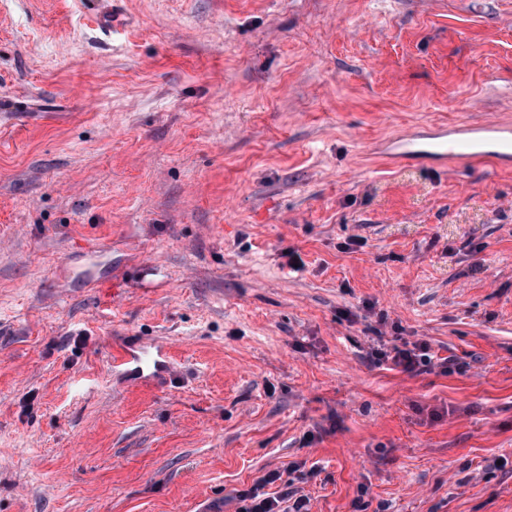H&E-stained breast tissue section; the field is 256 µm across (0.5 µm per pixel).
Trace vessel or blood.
I'll list each match as a JSON object with an SVG mask.
<instances>
[{
  "instance_id": "vessel-or-blood-1",
  "label": "vessel or blood",
  "mask_w": 512,
  "mask_h": 512,
  "mask_svg": "<svg viewBox=\"0 0 512 512\" xmlns=\"http://www.w3.org/2000/svg\"><path fill=\"white\" fill-rule=\"evenodd\" d=\"M422 155L435 158L440 164L475 163L494 160L503 164L512 161V124L489 122L462 124L452 130H439L431 137L408 136L398 139L392 157ZM117 356L127 371L142 380H157L161 369L169 363V351L161 344L149 347H118Z\"/></svg>"
}]
</instances>
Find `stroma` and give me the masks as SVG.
Here are the masks:
<instances>
[{"mask_svg": "<svg viewBox=\"0 0 512 512\" xmlns=\"http://www.w3.org/2000/svg\"><path fill=\"white\" fill-rule=\"evenodd\" d=\"M509 119L512 0H0V512H512V167L380 153ZM407 346L404 344L403 348L394 347L390 352L384 348H377L372 354L378 362L390 361L394 367L410 374L420 372L423 367L431 363L432 356L429 353L431 347L426 341L413 343L412 348ZM116 352L121 365L140 380L157 381L161 369L169 363V351L162 344L150 347L122 345ZM280 479L278 471H270L260 478L253 488L249 490L239 491L236 498L242 505L238 512H308L307 499L299 496L293 500L288 496V506L283 507L281 504L285 502L283 497H269L260 490L266 485L274 484Z\"/></svg>", "mask_w": 512, "mask_h": 512, "instance_id": "1", "label": "stroma"}]
</instances>
